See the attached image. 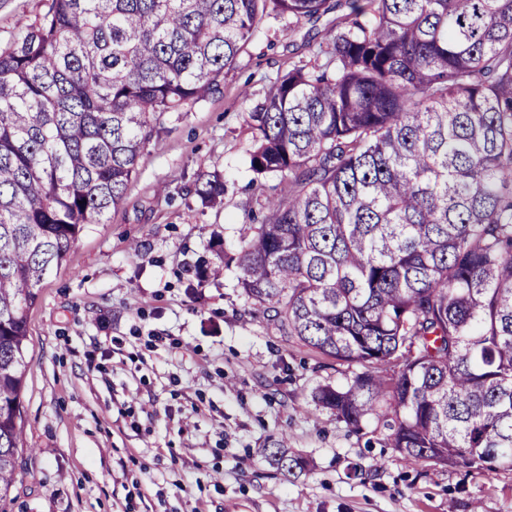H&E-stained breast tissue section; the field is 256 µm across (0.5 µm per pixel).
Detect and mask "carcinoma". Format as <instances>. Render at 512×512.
Instances as JSON below:
<instances>
[{"label": "carcinoma", "mask_w": 512, "mask_h": 512, "mask_svg": "<svg viewBox=\"0 0 512 512\" xmlns=\"http://www.w3.org/2000/svg\"><path fill=\"white\" fill-rule=\"evenodd\" d=\"M329 58L249 113V210L224 266L281 335L356 374L316 407L412 466L512 470V0H345ZM332 0H47L0 50V512L15 486L28 311L106 223L163 118L214 92L274 16ZM205 207L224 180L197 175ZM397 371L387 373V366ZM280 434L263 448L306 470Z\"/></svg>", "instance_id": "carcinoma-1"}]
</instances>
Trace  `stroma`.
Wrapping results in <instances>:
<instances>
[{
  "label": "stroma",
  "mask_w": 512,
  "mask_h": 512,
  "mask_svg": "<svg viewBox=\"0 0 512 512\" xmlns=\"http://www.w3.org/2000/svg\"><path fill=\"white\" fill-rule=\"evenodd\" d=\"M42 9L0 0V50ZM345 11L268 19L208 99L166 115L124 201L42 284L13 512H512V471L412 467L382 423L356 431L316 407L352 371L251 316L236 267L210 274L255 204L250 112ZM202 170L223 176V207L201 206ZM280 432L306 475L262 457Z\"/></svg>",
  "instance_id": "1"
}]
</instances>
